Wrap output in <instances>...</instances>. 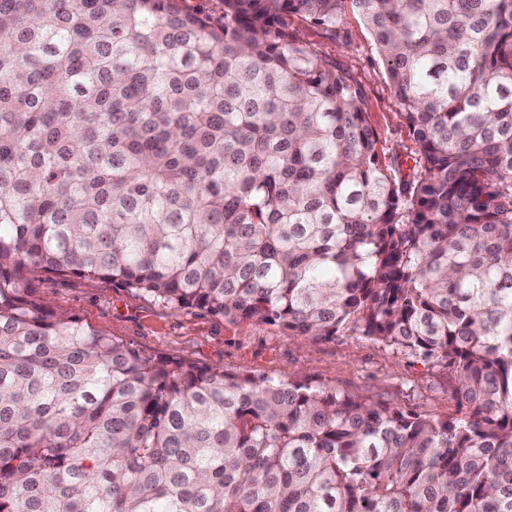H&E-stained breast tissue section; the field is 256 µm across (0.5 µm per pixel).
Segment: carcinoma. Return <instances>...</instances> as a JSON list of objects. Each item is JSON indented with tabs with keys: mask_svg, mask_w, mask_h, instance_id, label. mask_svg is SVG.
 Segmentation results:
<instances>
[{
	"mask_svg": "<svg viewBox=\"0 0 512 512\" xmlns=\"http://www.w3.org/2000/svg\"><path fill=\"white\" fill-rule=\"evenodd\" d=\"M351 2L416 145L292 28ZM0 0V512H512V0ZM349 333L456 414L137 349L33 282Z\"/></svg>",
	"mask_w": 512,
	"mask_h": 512,
	"instance_id": "cac0c4a2",
	"label": "carcinoma"
}]
</instances>
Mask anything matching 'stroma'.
Segmentation results:
<instances>
[{
    "label": "stroma",
    "mask_w": 512,
    "mask_h": 512,
    "mask_svg": "<svg viewBox=\"0 0 512 512\" xmlns=\"http://www.w3.org/2000/svg\"><path fill=\"white\" fill-rule=\"evenodd\" d=\"M343 27L347 39L340 42L304 22L296 24L302 38L343 64L364 86L368 119L380 135V155L406 156L414 144L404 128L401 107L374 40L353 10H346ZM36 288L54 309L148 352L227 371L285 375L293 381H310L414 408L435 418L448 417L457 410L447 369L417 362L362 336L305 342L258 321L173 310L98 280H59L46 275Z\"/></svg>",
    "instance_id": "35a3bbf8"
}]
</instances>
